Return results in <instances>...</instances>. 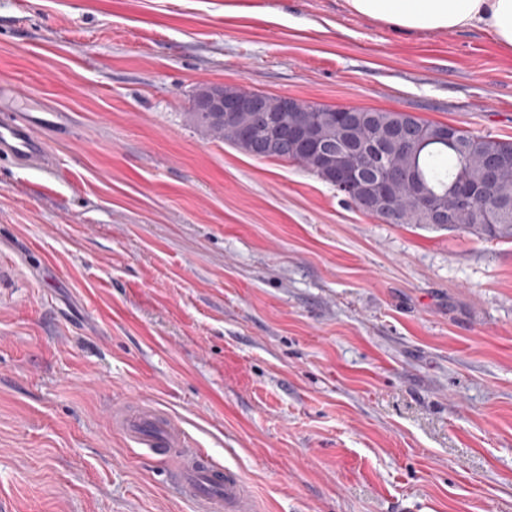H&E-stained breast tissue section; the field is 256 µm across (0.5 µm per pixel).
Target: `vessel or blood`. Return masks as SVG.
<instances>
[{"instance_id":"b4317fda","label":"vessel or blood","mask_w":512,"mask_h":512,"mask_svg":"<svg viewBox=\"0 0 512 512\" xmlns=\"http://www.w3.org/2000/svg\"><path fill=\"white\" fill-rule=\"evenodd\" d=\"M0 159L23 167H51L57 160L46 148L39 129L27 119L0 118ZM113 420L127 442L164 458L177 495L195 512H254L245 479L212 464L195 448L185 429L167 415L149 409H123Z\"/></svg>"}]
</instances>
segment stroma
I'll return each instance as SVG.
<instances>
[{
  "instance_id": "obj_1",
  "label": "stroma",
  "mask_w": 512,
  "mask_h": 512,
  "mask_svg": "<svg viewBox=\"0 0 512 512\" xmlns=\"http://www.w3.org/2000/svg\"><path fill=\"white\" fill-rule=\"evenodd\" d=\"M204 83L512 141V53L345 0H0V499L193 512L113 410L180 422L258 512H512V242L387 224L209 138ZM0 159L23 167H52L57 163L39 129L14 115L0 119Z\"/></svg>"
}]
</instances>
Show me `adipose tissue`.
Instances as JSON below:
<instances>
[{"label": "adipose tissue", "mask_w": 512, "mask_h": 512, "mask_svg": "<svg viewBox=\"0 0 512 512\" xmlns=\"http://www.w3.org/2000/svg\"><path fill=\"white\" fill-rule=\"evenodd\" d=\"M356 15L406 32L479 28L512 50V0H345Z\"/></svg>", "instance_id": "adipose-tissue-1"}]
</instances>
